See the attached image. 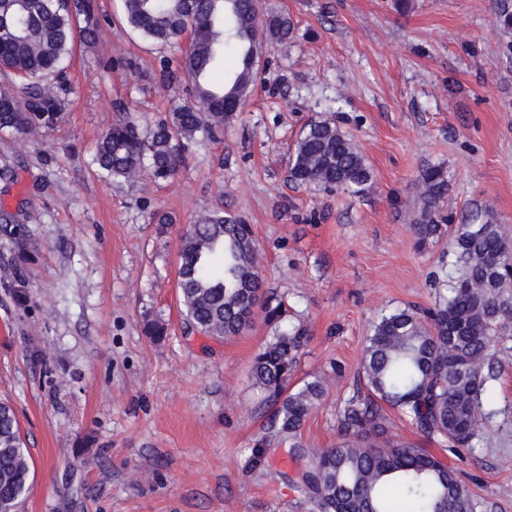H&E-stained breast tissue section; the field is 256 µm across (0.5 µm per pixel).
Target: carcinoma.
<instances>
[{
    "label": "carcinoma",
    "mask_w": 512,
    "mask_h": 512,
    "mask_svg": "<svg viewBox=\"0 0 512 512\" xmlns=\"http://www.w3.org/2000/svg\"><path fill=\"white\" fill-rule=\"evenodd\" d=\"M131 31L154 45L195 37L180 68L192 100L177 105L146 136L132 122L111 125L93 162L107 178H174L189 147L215 141L244 105L257 81L254 58L284 43L294 24L260 13L257 0H121ZM108 19L94 0H0V131L43 135L62 118L70 87L68 61L79 39L96 37ZM290 179L361 196L374 174L352 135L331 118L310 122L294 144ZM420 217L411 226L425 247L451 236L448 264L435 278L437 297L426 310L394 309L372 322L358 372L361 390L337 411L339 440L308 449L301 430L320 405L327 379L297 388L292 379L308 341L303 322L288 320L284 300L263 286L260 250L252 228L222 211L199 215L180 238L178 288L190 327L226 340L249 330L257 314L271 328L255 354L251 376L271 409L266 436L255 442L249 471L269 466L268 442L299 462L288 484L316 512H473L455 470L416 445L383 437L388 411L416 433L449 448H472L494 412L485 402L493 380L491 349L512 333V240L479 210L448 231L436 214L447 197L448 173L427 168L420 180ZM30 478L28 449L13 406L0 401V501H19Z\"/></svg>",
    "instance_id": "carcinoma-1"
}]
</instances>
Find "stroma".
I'll use <instances>...</instances> for the list:
<instances>
[{"mask_svg": "<svg viewBox=\"0 0 512 512\" xmlns=\"http://www.w3.org/2000/svg\"><path fill=\"white\" fill-rule=\"evenodd\" d=\"M96 3L112 23L78 41L62 121L0 131V399L32 460L19 512H312L280 478L295 468L285 451L269 475L246 470L267 422L250 373L269 329L218 341L186 328L180 235L211 210L252 225L266 288L309 330L297 380L332 378L303 438L335 445L372 320L435 300L448 242L422 249L411 232L422 171H448L439 223L479 209L512 237V0H260L290 15L292 38L266 50L220 139L158 182L106 179L91 158L114 122L146 133L188 98L184 76L162 79L183 47L148 44L119 0ZM323 117L372 168L364 196L290 181L297 138ZM19 231L39 243L26 261ZM152 318L163 340L144 335ZM492 360L494 417L473 449L442 453L474 512H512V340Z\"/></svg>", "mask_w": 512, "mask_h": 512, "instance_id": "35a3bbf8", "label": "stroma"}]
</instances>
